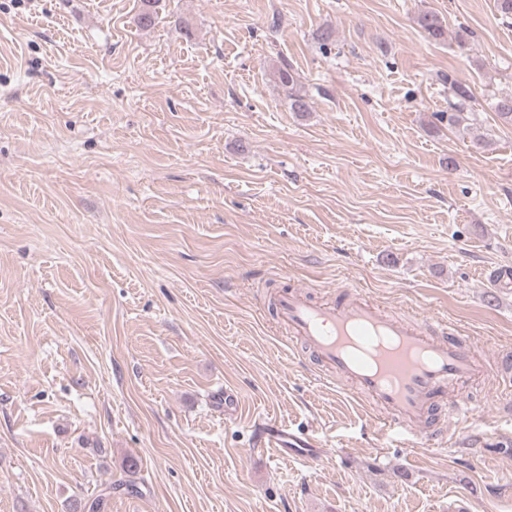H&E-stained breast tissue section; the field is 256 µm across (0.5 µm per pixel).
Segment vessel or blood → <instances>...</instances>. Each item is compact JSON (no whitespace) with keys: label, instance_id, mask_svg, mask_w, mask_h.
<instances>
[{"label":"vessel or blood","instance_id":"obj_1","mask_svg":"<svg viewBox=\"0 0 512 512\" xmlns=\"http://www.w3.org/2000/svg\"><path fill=\"white\" fill-rule=\"evenodd\" d=\"M274 306L278 327L287 331L284 346L301 343L331 381L368 402L383 446L435 444L422 428L426 416L440 408L452 417L467 412L468 401L453 393L477 365L462 337L432 335L418 320L387 314L355 292L317 302L294 290ZM254 446L291 450L305 464L317 459L313 440L281 425L261 424Z\"/></svg>","mask_w":512,"mask_h":512}]
</instances>
